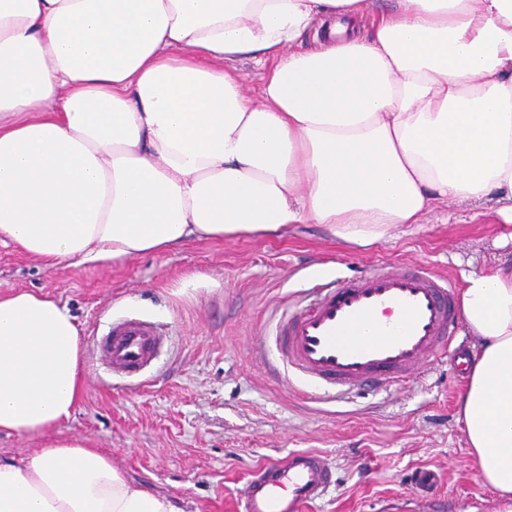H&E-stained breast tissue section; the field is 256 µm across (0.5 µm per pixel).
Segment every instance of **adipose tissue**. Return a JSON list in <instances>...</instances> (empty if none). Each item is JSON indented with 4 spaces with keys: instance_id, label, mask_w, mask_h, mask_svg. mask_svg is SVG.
Here are the masks:
<instances>
[{
    "instance_id": "adipose-tissue-1",
    "label": "adipose tissue",
    "mask_w": 512,
    "mask_h": 512,
    "mask_svg": "<svg viewBox=\"0 0 512 512\" xmlns=\"http://www.w3.org/2000/svg\"><path fill=\"white\" fill-rule=\"evenodd\" d=\"M372 4L0 0V241L77 266L309 223L368 246L451 201L512 221V0ZM459 305L465 441L512 512V264ZM84 388L70 312L0 294V432L54 428ZM0 512L177 510L67 439L0 458Z\"/></svg>"
}]
</instances>
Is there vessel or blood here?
Listing matches in <instances>:
<instances>
[{"instance_id": "b4317fda", "label": "vessel or blood", "mask_w": 512, "mask_h": 512, "mask_svg": "<svg viewBox=\"0 0 512 512\" xmlns=\"http://www.w3.org/2000/svg\"><path fill=\"white\" fill-rule=\"evenodd\" d=\"M458 314L452 283L430 265L382 264L321 285L299 312H283L274 352L284 372H295L323 394L383 389L419 375L452 352ZM162 337L150 323L114 321L99 342L102 365L132 374L155 358ZM332 481L328 458L295 450L253 470L240 512H306Z\"/></svg>"}]
</instances>
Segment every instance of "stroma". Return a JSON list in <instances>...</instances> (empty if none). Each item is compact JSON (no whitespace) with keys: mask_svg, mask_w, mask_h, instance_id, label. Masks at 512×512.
<instances>
[{"mask_svg":"<svg viewBox=\"0 0 512 512\" xmlns=\"http://www.w3.org/2000/svg\"><path fill=\"white\" fill-rule=\"evenodd\" d=\"M511 260L512 223L461 201L365 247L302 224L66 267L0 242V293L30 290L59 301L87 352L85 395L73 415L39 435L0 432V456L21 459L78 438L110 456L130 482L169 496L179 512H236L253 467L308 449L336 469L335 488L311 512H497L458 419L467 376L451 358L381 392L318 400L276 370L262 336L267 317L314 286L376 265L427 263L460 286ZM127 314L165 331L136 379L113 376L93 356L96 335ZM424 469L439 482L421 497L410 479Z\"/></svg>","mask_w":512,"mask_h":512,"instance_id":"obj_1","label":"stroma"}]
</instances>
